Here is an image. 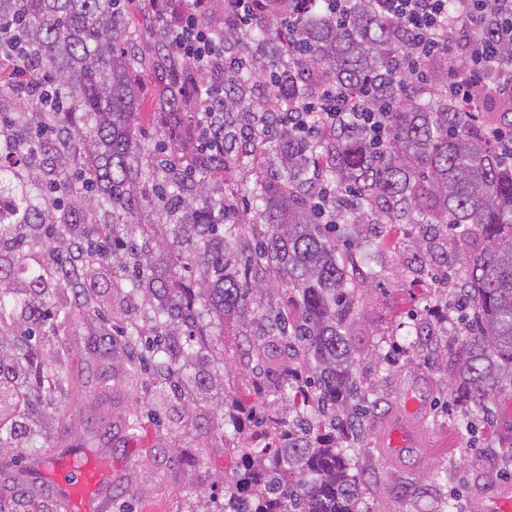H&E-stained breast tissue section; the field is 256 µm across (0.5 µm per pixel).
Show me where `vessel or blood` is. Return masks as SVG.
<instances>
[{
  "mask_svg": "<svg viewBox=\"0 0 512 512\" xmlns=\"http://www.w3.org/2000/svg\"><path fill=\"white\" fill-rule=\"evenodd\" d=\"M386 440L389 450L396 452L416 446L418 434L411 425L401 423L390 427ZM42 466L54 470L52 494L66 512H106L112 484L111 461L103 458L88 464L73 459L64 465L51 454L43 460Z\"/></svg>",
  "mask_w": 512,
  "mask_h": 512,
  "instance_id": "vessel-or-blood-1",
  "label": "vessel or blood"
}]
</instances>
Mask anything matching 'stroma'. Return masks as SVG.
<instances>
[{
	"instance_id": "35a3bbf8",
	"label": "stroma",
	"mask_w": 512,
	"mask_h": 512,
	"mask_svg": "<svg viewBox=\"0 0 512 512\" xmlns=\"http://www.w3.org/2000/svg\"><path fill=\"white\" fill-rule=\"evenodd\" d=\"M424 255L427 270L407 275L416 255ZM381 275L361 291L352 333L360 347L380 342L378 357L364 360L357 370L379 402L368 420L361 464L369 486L365 502L370 512H482L505 491H512V417L484 419L465 390L454 384L451 357L460 338L447 323V306L438 290L441 274L458 276L462 262L439 263L432 251H418L415 239L397 230L377 256ZM448 327L427 352L408 349L409 333L418 318ZM70 383L64 400L68 415L42 426L47 444L21 457L0 455V504L9 506L37 488L44 508L56 503L46 477L30 463L58 442L86 449L89 459L112 461L109 512H176L181 499L192 496L206 508L220 487L208 476L224 464L221 443L200 448L195 437L175 441L174 424H146L138 435L124 427L125 415L144 389L132 386L121 357L112 354V329L96 317L78 316L67 336ZM422 404L417 448L390 456L383 435L395 421L407 396ZM443 470L447 481L433 484L428 475Z\"/></svg>"
}]
</instances>
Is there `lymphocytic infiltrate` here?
Returning a JSON list of instances; mask_svg holds the SVG:
<instances>
[{
    "label": "lymphocytic infiltrate",
    "mask_w": 512,
    "mask_h": 512,
    "mask_svg": "<svg viewBox=\"0 0 512 512\" xmlns=\"http://www.w3.org/2000/svg\"><path fill=\"white\" fill-rule=\"evenodd\" d=\"M377 7L382 16L398 24L404 43L402 63L394 68L393 77L408 88L427 83L433 62L461 53L469 65L462 78L449 81L448 93L464 111H477L486 89L496 83L500 66L496 49L477 34L478 0H467L453 15L448 12V0H377ZM211 9V0H190L185 10L180 9L178 0H162V10L170 18L172 52L191 60L206 75L210 96L217 100L224 93L223 78L233 68L223 63V41L214 38L202 23ZM288 121L304 129L315 123L326 127L344 124L355 133L382 142L389 138L386 108L335 86L293 103Z\"/></svg>",
    "instance_id": "f902f5d3"
}]
</instances>
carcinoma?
Segmentation results:
<instances>
[{"instance_id": "1", "label": "carcinoma", "mask_w": 512, "mask_h": 512, "mask_svg": "<svg viewBox=\"0 0 512 512\" xmlns=\"http://www.w3.org/2000/svg\"><path fill=\"white\" fill-rule=\"evenodd\" d=\"M342 27L329 0H275L252 32L230 18L213 26L224 53L247 65L224 76V151L161 134L141 145L139 77L155 108L186 122L205 85L167 43L155 0H0V447L36 437L31 419L58 413L69 384L63 358L37 363L43 341L64 350L76 311L117 329L129 374L146 375L151 398L128 430L184 405L212 415L203 442L224 445V500L206 512H367L360 449L376 407L355 363L351 335L362 285L377 275V249L398 225L426 228L430 248L465 260L457 293L476 313L457 352L458 378L474 404L509 386L512 409V145L485 129L448 91L417 87L392 112L380 146L343 127L306 138L256 101L270 76L305 99L325 84L398 97L388 70L404 45L374 0H348ZM499 0H486L479 35L498 41ZM154 19L144 45L133 12ZM300 51H288L289 41ZM489 123L512 128V100ZM216 170H244L250 205L224 217ZM336 191L334 223L313 208L312 180ZM354 192L347 199L345 190ZM162 208L169 257L152 235H133L137 214ZM340 224L374 229L358 256L336 241ZM240 326L242 390L224 387L205 336ZM276 446L258 451L250 427Z\"/></svg>"}]
</instances>
